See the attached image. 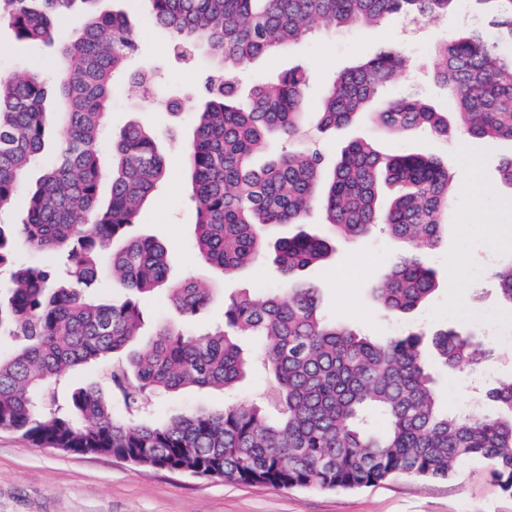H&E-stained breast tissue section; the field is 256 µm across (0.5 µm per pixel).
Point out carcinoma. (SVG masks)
I'll use <instances>...</instances> for the list:
<instances>
[{
    "label": "carcinoma",
    "mask_w": 512,
    "mask_h": 512,
    "mask_svg": "<svg viewBox=\"0 0 512 512\" xmlns=\"http://www.w3.org/2000/svg\"><path fill=\"white\" fill-rule=\"evenodd\" d=\"M100 0H0L5 21L21 41L58 43L48 84L39 74L0 75V208L15 195L26 169L45 157L48 105L59 98L56 153L29 191L20 224H0V271L10 291L0 299V337L19 345L0 354V431L36 448L101 455L138 467L272 488L356 490L404 476L450 480L469 462L482 464L504 494L512 495V378L485 387L491 415L440 410L434 367L473 370L492 356L474 334L440 326L376 340L332 322L321 311L320 290L304 272L335 252L336 240H356L381 227L404 252L371 288L374 303L411 314L438 287L426 255L448 223V162L427 153L386 155L366 139L351 140L332 166L318 149L282 147L262 165L255 155L267 139L305 135L306 73L299 65L274 82L243 93L233 72L287 47L318 26H376L404 14L434 19L458 0H148L156 26L173 36L185 59L207 48L215 62L204 78L205 98L194 112L185 149L196 212L198 259L232 275L263 257L277 265L281 288L261 298L242 293L224 301L223 326L190 330L213 289L202 281L169 282L166 247L152 237L130 238L144 205L164 184L167 167L153 135L130 124L112 135L103 166L99 143L114 81L137 76L135 32L121 12ZM498 37L473 29L436 50L435 76L455 103L463 136L512 140V0H478ZM80 10L84 26L64 37L60 18ZM407 59L390 44L339 72L318 112L317 129L334 132L367 116L397 135L423 130L448 135V118L411 88L399 98L383 91ZM110 197L100 200L102 180ZM399 193L379 203L381 183ZM318 205L327 236L298 230L274 241L272 224H302ZM24 238L49 253L48 264H24L14 250ZM112 248V278L128 289L116 301L95 294L100 255ZM512 306V265L493 274ZM164 289L182 323L160 324L144 341L140 297ZM255 337L275 381L273 408L227 404L165 420L121 416L97 383L76 388L65 406L52 382L65 370L99 366L131 408L146 393L188 388L230 392L248 362L237 339ZM383 419L380 428L370 420Z\"/></svg>",
    "instance_id": "carcinoma-1"
}]
</instances>
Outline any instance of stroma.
<instances>
[{
  "label": "stroma",
  "instance_id": "35a3bbf8",
  "mask_svg": "<svg viewBox=\"0 0 512 512\" xmlns=\"http://www.w3.org/2000/svg\"><path fill=\"white\" fill-rule=\"evenodd\" d=\"M101 6L123 12L135 28L138 49L134 65L148 77L144 86L128 78L115 82L101 151L109 153L113 133L136 122L155 135L168 172L166 184L152 196L127 234L154 237L168 250L178 251L181 259L171 263L172 277L203 279L217 290L197 317L195 329L221 324L225 298L244 290L264 296L275 288L278 272L271 260L264 259L226 277L202 264L192 247L195 211L188 192L184 150L193 137V111L201 78L210 67L209 57L201 49L190 62L178 58L171 37L154 25L146 0H102ZM476 27L484 28L487 36L495 34L487 27L477 0H458L452 14L415 31L399 16L374 28H319L291 47L251 62L239 72L238 80L247 88L305 64V110L312 124L334 75L378 46L392 43L406 54L407 69L388 87L387 96L416 88L438 111L449 113L453 107L448 93L433 80L434 51L441 41ZM54 60L51 47L19 41L7 24H0V73L25 74L39 69L48 74ZM308 138L330 159L345 141L365 138L386 154L421 152L447 160L453 172L448 238L429 256L438 289L416 314L399 316L377 307L371 299L373 279L402 250L398 241L381 230L355 243L337 245L331 259L309 269L305 278L320 289L328 319L372 338L444 324L474 333L493 350V358L472 373L436 370L439 402L451 413H488V406L476 400L482 383L489 378L512 377V309L488 286L493 270L512 260V187L504 185L498 173L500 160L512 156V142H474L477 163L471 166L462 158L464 139L453 129L444 136H394L362 118L333 133L309 132ZM472 182L482 189L477 204L462 191L463 185ZM490 222L502 225L501 243H491L485 233L484 226ZM452 256L461 258L466 266L464 280L454 285L449 282L448 259ZM478 282L485 289L475 298L470 289ZM248 352L251 365L234 399L240 403L271 401L273 383L261 363L258 343L250 342ZM223 405V392L193 388L170 396L144 397L133 413L160 419ZM0 512H512V496L502 494L488 472L474 463L466 464L453 482L397 478L360 490L275 489L142 468L102 456L45 451L15 434L0 432Z\"/></svg>",
  "mask_w": 512,
  "mask_h": 512
}]
</instances>
